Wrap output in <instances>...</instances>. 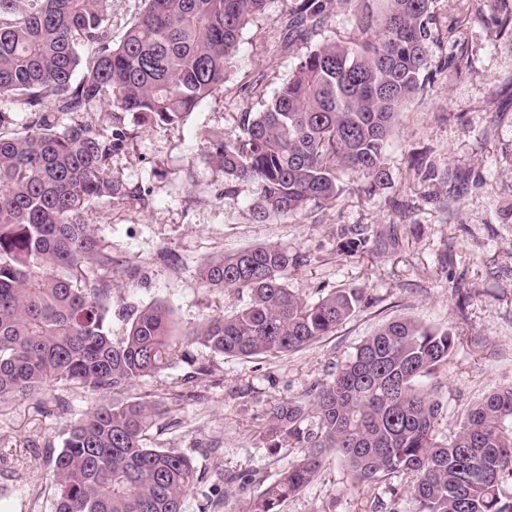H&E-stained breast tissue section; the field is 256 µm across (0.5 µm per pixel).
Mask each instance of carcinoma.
<instances>
[{
    "mask_svg": "<svg viewBox=\"0 0 512 512\" xmlns=\"http://www.w3.org/2000/svg\"><path fill=\"white\" fill-rule=\"evenodd\" d=\"M267 2L144 0L115 42L107 0H0V96L20 98L29 112L22 129L0 115V405L57 383L112 396L70 426L52 459L53 512H186L190 459L147 445L155 420L171 410L124 400V391L168 369L183 346L237 358L298 351L365 302L356 286L300 297L288 274L304 256L256 245L199 269L210 290L247 293L244 306L206 317L179 343L170 310L153 304L134 310L124 338L112 340V257L77 216L90 199L121 193L110 160L128 132L63 125L62 115L101 102L157 125L186 122L224 89L242 32ZM331 2L301 0L291 10L287 32L306 51L262 110L243 113L235 135L206 133L207 157L225 176L258 183L250 209L259 223L330 205L349 189L371 196L387 188L385 150L397 115L428 85L433 0H384L378 15L359 7L352 41L312 45ZM345 172L356 180L344 183ZM395 242L391 232L352 224L341 228L339 250ZM455 345L449 327L391 319L312 401L274 406L265 435L309 451L242 512H281L325 470L328 451L355 487L412 476L418 512H512L503 488L512 482V387L486 393L448 439H436L442 406L427 380ZM311 411L314 432L303 427Z\"/></svg>",
    "mask_w": 512,
    "mask_h": 512,
    "instance_id": "cac0c4a2",
    "label": "carcinoma"
}]
</instances>
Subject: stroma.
Instances as JSON below:
<instances>
[{
	"mask_svg": "<svg viewBox=\"0 0 512 512\" xmlns=\"http://www.w3.org/2000/svg\"><path fill=\"white\" fill-rule=\"evenodd\" d=\"M295 0H269L244 29L227 68L224 90L179 125L120 119L129 137L111 171L123 194L92 201L82 213L112 257L113 339L126 334L131 309L155 303L171 311L183 335L209 315L240 308L246 294L208 291L206 261L243 248L277 243L304 254L288 286L306 299L317 289L363 288L366 306L330 336L278 358L219 357L192 345L191 362L129 388L131 398L165 400L151 447L190 458L196 481L187 512H239L262 484L301 458L300 443L270 445L262 433L270 410L309 401L337 363L388 319L411 316L453 327L458 339L447 367L431 380L442 405L436 436L448 438L465 410L492 389L512 386V33L499 21L512 0H435L429 44L432 74L422 99L407 103L386 151L390 185L374 196L346 193L290 219L255 223L251 180H230L205 154L204 131L237 132L240 115L256 112L285 81L304 51L285 45ZM462 172L464 182L449 179ZM368 224L395 230L399 245L338 254L337 230ZM100 402L57 384L0 408V512H52L47 453L59 452L64 430ZM250 472V485L236 474ZM408 476L351 489L347 469L330 458L320 478L282 512H416Z\"/></svg>",
	"mask_w": 512,
	"mask_h": 512,
	"instance_id": "1",
	"label": "stroma"
}]
</instances>
